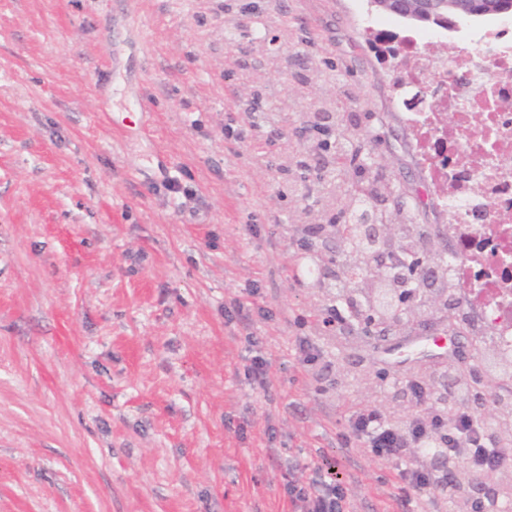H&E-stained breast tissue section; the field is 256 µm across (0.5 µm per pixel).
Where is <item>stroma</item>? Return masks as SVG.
Segmentation results:
<instances>
[{
  "mask_svg": "<svg viewBox=\"0 0 512 512\" xmlns=\"http://www.w3.org/2000/svg\"><path fill=\"white\" fill-rule=\"evenodd\" d=\"M230 17L249 21L234 38ZM254 20L281 32L288 70L260 63ZM488 22L424 26L370 0H0V512H293L285 475L306 481L312 460L334 467L350 512H435L440 493L404 504L395 463L346 446L344 415L409 414L418 360L449 391L460 357L490 345L436 293L429 313L456 326L425 332L420 356L412 324L388 351L330 324L297 275V219L316 147L352 136L439 265L452 240L373 43L428 35L448 62ZM315 61L356 94L321 129L303 112L335 84L296 96ZM257 91L258 117L243 110ZM292 149L308 167L281 172ZM308 239L343 260L336 239ZM237 299L248 319L225 317ZM302 336L323 365L300 362Z\"/></svg>",
  "mask_w": 512,
  "mask_h": 512,
  "instance_id": "stroma-1",
  "label": "stroma"
}]
</instances>
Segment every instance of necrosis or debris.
Wrapping results in <instances>:
<instances>
[{
	"mask_svg": "<svg viewBox=\"0 0 512 512\" xmlns=\"http://www.w3.org/2000/svg\"><path fill=\"white\" fill-rule=\"evenodd\" d=\"M424 39L402 43L405 59L398 86L404 94L430 92L437 111L451 115L437 122L428 112H408L407 125L417 151L441 192L436 206L453 232L449 267L461 272V285L497 343L499 371L512 372V113L487 122V95L512 100V20L465 47L454 60L460 80L452 94L429 82L430 59Z\"/></svg>",
	"mask_w": 512,
	"mask_h": 512,
	"instance_id": "4bbe7bcc",
	"label": "necrosis or debris"
}]
</instances>
